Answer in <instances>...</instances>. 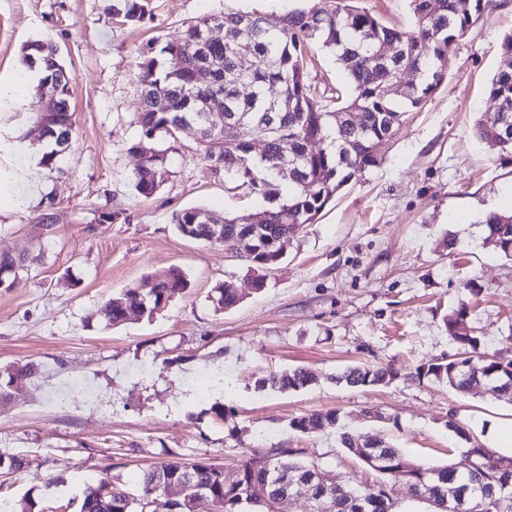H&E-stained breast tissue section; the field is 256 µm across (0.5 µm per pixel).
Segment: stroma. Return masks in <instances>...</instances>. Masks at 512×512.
I'll return each instance as SVG.
<instances>
[{"instance_id": "35a3bbf8", "label": "stroma", "mask_w": 512, "mask_h": 512, "mask_svg": "<svg viewBox=\"0 0 512 512\" xmlns=\"http://www.w3.org/2000/svg\"><path fill=\"white\" fill-rule=\"evenodd\" d=\"M307 0H150L139 26L112 18L104 0H0V86L13 85L22 49L57 44L73 73L75 140L35 193L0 196V254L25 261L0 288V375L31 363L36 376L0 396V453L26 458L0 474L14 512L34 498L44 512L106 478L139 489L150 464L209 461L233 475L244 455L294 450L332 474L369 486L377 475L347 455L343 431L378 436L412 458L441 465L476 441L512 458V400L491 386L461 395L420 367L456 353L444 319L469 304L467 324L486 349L512 359V258L484 241L486 211L512 209V154L474 133L493 119L492 78L512 66V0H487L483 18L454 46L445 81L402 116L382 161L333 196L316 221L283 245L255 290L245 262L220 245L183 237L173 218L198 206L232 216L259 207L200 158L194 129L169 142L167 182L149 198L133 186L136 74L143 49L207 13L279 15ZM309 81L321 96L347 90L334 56L312 45ZM42 109L34 96L0 106V185L41 145L24 131ZM112 219L101 222V214ZM456 236L446 247L447 233ZM176 267L187 288L153 317L105 326L95 311L112 292L149 289L151 273ZM230 284L237 306L214 311L212 288ZM392 367L387 386L340 382L345 367ZM297 366L315 384L279 391L270 374ZM223 403L226 419L213 412ZM380 412L371 421L366 409ZM338 411L337 425L303 434L293 418Z\"/></svg>"}]
</instances>
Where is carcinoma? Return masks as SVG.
I'll return each mask as SVG.
<instances>
[{"label": "carcinoma", "mask_w": 512, "mask_h": 512, "mask_svg": "<svg viewBox=\"0 0 512 512\" xmlns=\"http://www.w3.org/2000/svg\"><path fill=\"white\" fill-rule=\"evenodd\" d=\"M417 28L407 32L383 25L357 5V0H314L307 9H293L281 15L257 12L205 14L183 25L178 36L168 41L159 61L153 49L141 54L137 84L139 112L136 123L147 140L175 138L178 129L193 122L199 129L201 158L218 178L234 181L235 189L262 198L265 205L234 216H213V223L202 220L208 211L189 207L175 215L177 231L191 239L218 243L237 251L254 274L257 289L265 283V271L279 261L273 241L288 232L291 225L311 224L327 202L356 174L377 165L384 148L400 125L406 108H418L443 83L451 65V50L456 39L484 16V0H411ZM123 22L137 25L149 15L148 0H113L107 7ZM224 28V42H208V32ZM320 43L334 52L336 61L351 80L349 95L336 94L331 104H322L309 82L305 52L310 44ZM392 43L395 56L380 55L383 45ZM242 52L257 65L249 72L237 69ZM44 64L36 91L48 80L63 78L59 96L68 100L71 72L62 63L58 46L36 40L24 47L23 61L31 66ZM212 67L213 80L200 84L197 68ZM407 69L420 70L416 85L399 94L396 101L389 92ZM241 82L252 87L248 97L239 95ZM279 87L281 99L270 101L265 90ZM490 95L498 101L500 115L512 123V69L500 71L491 82ZM161 98L166 107H156ZM224 108L230 123L213 127L205 114L214 105ZM351 112L353 121L340 120L338 114ZM248 130L266 142L263 154L251 155L250 142L242 137ZM500 125L492 119L476 125V135L492 150L512 152V139L500 137ZM74 128L68 122L57 129V138L48 139L51 150L42 163L53 168L65 153L60 141L72 142ZM323 143L317 151L309 142ZM138 142L131 150L144 153L133 181L145 198L153 195L167 180L166 151L143 152ZM288 154L293 164L279 167L281 155ZM280 181L288 186L282 195L274 188ZM486 240L501 253L512 257V212H491L481 221ZM23 261L10 256L0 258V286L13 284ZM153 296L138 288H125L105 298L96 315L109 326L128 320L133 313L153 316L175 294L187 288L182 271L169 268L152 274ZM209 299L217 311L235 307L239 297L222 285L212 289ZM469 306L462 305L445 318L448 335L460 352L423 367L422 374L461 394L484 380L501 383L502 393L512 392V360L480 351L481 337L461 335L458 325L467 319ZM392 368L367 364L347 367L336 381L355 386H387L393 382ZM317 375L307 368H295L268 379L273 389L299 390L314 384ZM335 411L295 417L291 427L309 434L336 425ZM372 446L366 434L345 431L340 435L344 451L367 468L385 477L402 476L412 488V499L442 512L448 491L464 490L468 506L481 505L479 512H512V498L492 496V488L512 485V469L498 467L500 457L475 442L457 462L429 466L406 455L402 449L381 439ZM289 448L268 453H252L237 466L232 480L224 468L207 461L168 460L143 470L138 493L129 492L118 482H101L89 488L77 505V512H193L198 495L207 496L215 512H288V505L274 493V483L283 476L304 493L313 476L322 471L315 464L285 460ZM478 459L477 466L468 464ZM317 512H399L392 489L382 481L375 489L354 485L333 477L330 495Z\"/></svg>", "instance_id": "cac0c4a2"}]
</instances>
